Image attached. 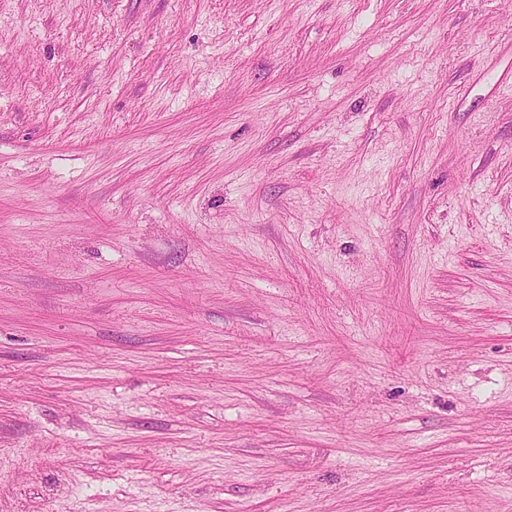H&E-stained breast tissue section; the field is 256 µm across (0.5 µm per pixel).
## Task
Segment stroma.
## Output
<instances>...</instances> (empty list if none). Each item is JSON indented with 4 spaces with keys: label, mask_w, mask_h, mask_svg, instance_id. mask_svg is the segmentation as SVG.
Masks as SVG:
<instances>
[{
    "label": "stroma",
    "mask_w": 512,
    "mask_h": 512,
    "mask_svg": "<svg viewBox=\"0 0 512 512\" xmlns=\"http://www.w3.org/2000/svg\"><path fill=\"white\" fill-rule=\"evenodd\" d=\"M0 512H512V0H0Z\"/></svg>",
    "instance_id": "obj_1"
}]
</instances>
